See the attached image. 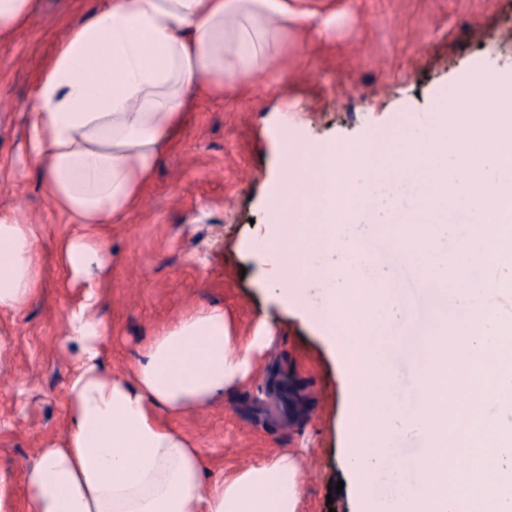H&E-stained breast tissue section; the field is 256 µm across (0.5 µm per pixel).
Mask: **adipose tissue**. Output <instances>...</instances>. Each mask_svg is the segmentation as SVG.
<instances>
[{
	"instance_id": "1",
	"label": "adipose tissue",
	"mask_w": 512,
	"mask_h": 512,
	"mask_svg": "<svg viewBox=\"0 0 512 512\" xmlns=\"http://www.w3.org/2000/svg\"><path fill=\"white\" fill-rule=\"evenodd\" d=\"M334 18L306 0H100L68 22L38 78L28 151L44 195L85 228L55 249L88 288L63 338L79 360L65 434L26 470L27 512H299L294 454L213 479L174 425L251 382L264 325L245 339L223 309L197 308L143 345L131 376L110 373L94 277L112 253L94 229L123 223L198 98L266 75L289 30ZM40 237L39 225L0 215L1 314L38 295Z\"/></svg>"
}]
</instances>
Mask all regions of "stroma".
<instances>
[{
	"label": "stroma",
	"mask_w": 512,
	"mask_h": 512,
	"mask_svg": "<svg viewBox=\"0 0 512 512\" xmlns=\"http://www.w3.org/2000/svg\"><path fill=\"white\" fill-rule=\"evenodd\" d=\"M72 7L37 0L26 25L0 40V213L41 224L43 236L39 295L0 315V512H26L24 470L64 434L76 367L62 337L82 290L53 252L75 227L44 196L27 152L36 76ZM336 10L331 34L289 32L270 76L200 101L141 202L124 223L99 228L112 249L96 310L112 373H128L159 327L201 305L222 307L243 337L266 325L272 342L249 385L178 426L217 476L297 450L300 512H354L350 490L328 493L347 477L349 392L323 333L278 300L253 262L250 240L280 175L277 138L374 141L394 153L442 89L474 67L512 65V0H336ZM353 230L396 275L415 325L431 330V299L399 258L398 225Z\"/></svg>",
	"instance_id": "stroma-1"
}]
</instances>
